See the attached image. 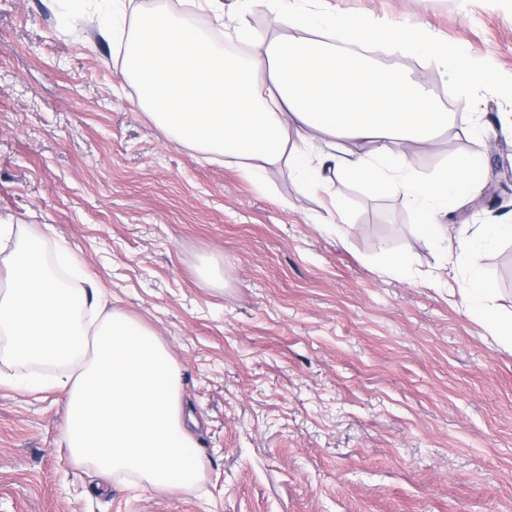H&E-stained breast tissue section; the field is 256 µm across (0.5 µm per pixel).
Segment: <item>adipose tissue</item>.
Here are the masks:
<instances>
[{
    "label": "adipose tissue",
    "instance_id": "adipose-tissue-1",
    "mask_svg": "<svg viewBox=\"0 0 512 512\" xmlns=\"http://www.w3.org/2000/svg\"><path fill=\"white\" fill-rule=\"evenodd\" d=\"M279 27L327 29L326 41L251 40L248 55L220 53L197 27L161 10L128 29L118 0L99 15L121 74L164 132L198 151L227 157L252 173L287 163L305 189L326 164L401 195L420 214L418 234L432 244L448 233L439 217L466 200L484 175L472 156L439 185L411 170L408 143L435 145L456 115L437 104L421 79L354 53L357 45L400 40L437 64L445 49L421 30L380 28L366 16L325 12L320 0H272ZM323 144L322 157L289 150L291 132ZM512 224L466 227L469 253L464 301L500 343L512 347V315L499 312L481 254ZM42 238L0 224V360L25 372L21 388L66 391L61 443L71 463L104 479L166 493L201 484L206 464L183 417L181 367L157 333L109 306L97 286L62 288L34 260ZM31 365L58 366L47 381Z\"/></svg>",
    "mask_w": 512,
    "mask_h": 512
}]
</instances>
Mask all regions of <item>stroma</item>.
<instances>
[{"label":"stroma","mask_w":512,"mask_h":512,"mask_svg":"<svg viewBox=\"0 0 512 512\" xmlns=\"http://www.w3.org/2000/svg\"><path fill=\"white\" fill-rule=\"evenodd\" d=\"M129 25L174 8L211 35L301 40L267 0L239 18L183 0H133ZM426 30L431 64L403 44L380 59L468 114L410 161L435 182L484 161L480 205L450 228L512 220V0H324ZM94 0H0V223L25 224L43 257L79 266L113 307L153 328L182 369L206 479L161 494L72 467L58 450L67 396L20 391L0 362V512H512V350L469 316L468 261L425 244L418 213L374 182L305 192L287 166L249 176L170 140L112 61ZM490 84L466 88L460 61ZM408 267L395 264L399 255ZM512 310V241L485 252Z\"/></svg>","instance_id":"1"}]
</instances>
